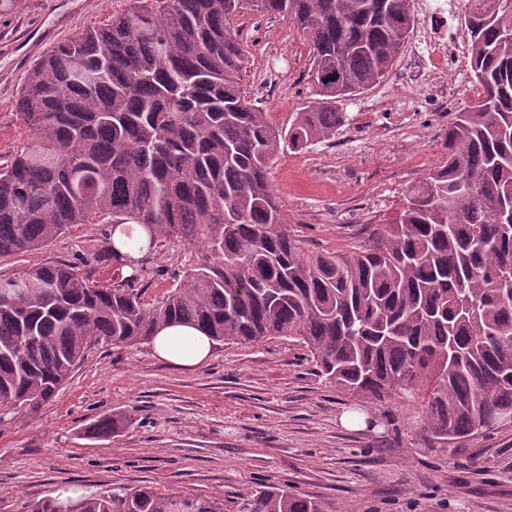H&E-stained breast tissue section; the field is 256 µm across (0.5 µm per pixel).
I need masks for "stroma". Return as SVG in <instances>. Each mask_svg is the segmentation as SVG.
I'll return each mask as SVG.
<instances>
[{"label": "stroma", "mask_w": 512, "mask_h": 512, "mask_svg": "<svg viewBox=\"0 0 512 512\" xmlns=\"http://www.w3.org/2000/svg\"><path fill=\"white\" fill-rule=\"evenodd\" d=\"M133 5L0 0L1 159L27 141L16 103L33 63ZM466 8L467 0H436L415 22L461 45V54L405 42L387 77L338 104L346 120L333 138L275 159L270 183L285 224L309 250L357 246L368 225L397 217L408 190L443 159L449 121L477 94ZM239 22L249 52L243 88L270 123L288 128L312 101L308 47L282 18L247 14ZM409 54L441 72L444 93L419 90L405 65ZM104 230L88 224L41 250L0 256V275L72 260L101 245ZM192 255L169 243L141 259L144 298L162 299ZM348 413L364 414V424L344 425ZM104 415L124 419V427L106 440L86 436ZM115 485L216 496L224 512H240L249 492L265 485L318 497L328 512H512V422L440 444L417 403L351 398L319 376L304 348L280 338L213 345L192 368L161 360L147 344L96 346L52 402L0 417V512H22L58 489Z\"/></svg>", "instance_id": "stroma-1"}]
</instances>
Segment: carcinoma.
Wrapping results in <instances>:
<instances>
[{
    "mask_svg": "<svg viewBox=\"0 0 512 512\" xmlns=\"http://www.w3.org/2000/svg\"><path fill=\"white\" fill-rule=\"evenodd\" d=\"M246 13L292 21L309 48L316 99L286 130L242 87ZM414 25L412 0H141L45 53L18 99L28 142L0 163V256L85 224H142L199 255L156 303L135 273L91 278L117 262L110 233L74 262L0 276V290L30 293L22 307L0 297V409L51 402L92 344H144L181 322L213 342L292 339L353 398L415 400L441 444L512 421V0H469L477 98L394 221L349 251H309L270 184L285 147L335 136L336 104L387 76ZM117 431L110 416L87 428ZM59 497L24 512H56ZM76 499L82 512H224L221 498L151 486ZM245 506L325 512L279 487Z\"/></svg>",
    "mask_w": 512,
    "mask_h": 512,
    "instance_id": "cac0c4a2",
    "label": "carcinoma"
}]
</instances>
